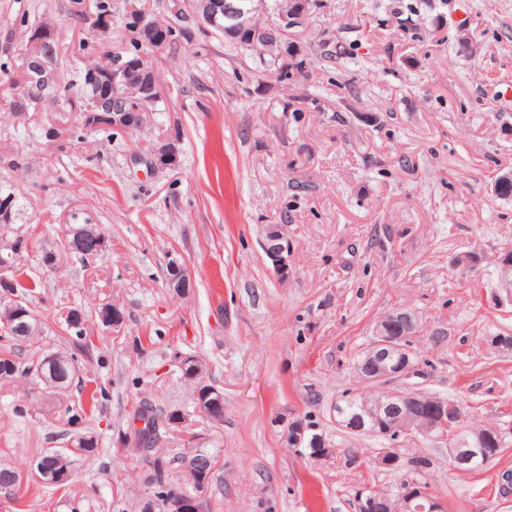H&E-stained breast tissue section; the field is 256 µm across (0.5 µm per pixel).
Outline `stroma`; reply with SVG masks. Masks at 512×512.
<instances>
[{
    "label": "stroma",
    "mask_w": 512,
    "mask_h": 512,
    "mask_svg": "<svg viewBox=\"0 0 512 512\" xmlns=\"http://www.w3.org/2000/svg\"><path fill=\"white\" fill-rule=\"evenodd\" d=\"M98 0H0V185L19 198L14 226L37 225L39 241L22 260L36 282L40 336L19 344L26 360L71 351L61 327L84 311L94 340L80 356L73 397L92 381L110 385L91 425L100 460L79 462L65 488H38L43 448L65 447L51 398L24 379L0 382V460L22 477L0 512H138L147 487L119 438L144 397L188 413L185 431L163 437L159 454L188 452V438L215 455L199 495L202 512H358L365 486L396 492L410 475L374 463L381 448L426 456L424 480L445 512H512V353L492 345L512 336V299L495 280L498 256L512 246V199L493 193L512 171V0H317L288 29V43L310 62L293 85L263 74L258 55L230 50L202 33L194 0H105L111 30L100 39L82 15ZM173 21V47L155 53L161 100L137 135L77 132L66 103L18 110L21 52L36 26L59 33L57 66L75 80L79 43L129 55L125 14ZM468 41L461 51L460 41ZM59 135L47 139V128ZM174 143L179 165L149 163L148 141ZM99 224L109 248L90 264L63 256L68 225ZM278 224L291 248L281 281L259 230ZM60 252L56 269L41 253ZM180 258L193 286H165ZM122 308L120 333L96 312ZM404 309L417 374L383 385L458 401L468 428L505 433L501 453L477 471L448 461L433 438L395 441L352 435L335 405L369 390L355 370L378 320ZM196 356L224 393V416L195 414L193 385L176 352ZM27 406V416L15 410ZM298 419L314 422L328 455L289 447Z\"/></svg>",
    "instance_id": "obj_1"
}]
</instances>
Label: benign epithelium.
<instances>
[{
    "instance_id": "obj_1",
    "label": "benign epithelium",
    "mask_w": 512,
    "mask_h": 512,
    "mask_svg": "<svg viewBox=\"0 0 512 512\" xmlns=\"http://www.w3.org/2000/svg\"><path fill=\"white\" fill-rule=\"evenodd\" d=\"M264 8L263 0L248 10L237 7H224V0H195V12L202 28L227 31L244 38V45L253 47L269 39V31L253 24V16ZM169 25L154 19H142L134 28L135 38L140 45L160 48L169 39ZM57 31L55 25L43 23L36 27L28 37L25 48V68L30 77H43L55 73ZM86 93L83 97L71 100V106L77 112L98 113V125L112 130L115 137L126 136L135 130L143 129L149 121L150 107L159 100L158 80L155 71L139 60L108 56L101 67H90L85 71ZM150 164L155 167L175 169L178 167L177 150L160 141L149 153ZM100 248L99 236L95 225L85 224L82 230L70 229L65 239V249L72 252L92 253ZM263 250L272 269L282 279H288L290 273L289 245L278 239L263 240ZM189 281L185 267L177 262L170 267L167 287L181 293ZM29 312L15 304L10 305L6 313L0 316V322L12 328L15 324L25 323ZM417 329L414 317L408 313L391 315L389 319L376 327V340L373 342L367 361L361 363L357 372L368 382L386 381L409 376L415 372L410 350L406 340ZM433 422L429 424L426 435L438 440L448 436V429L454 428V434L460 433V423L455 415L448 414L447 401L435 400ZM294 430L293 442L301 445L306 433L315 435L317 446L324 447L326 442L317 433V427L291 424ZM399 498L404 504V512H418L414 506L418 499L431 504V512H438V500L425 483L405 488ZM359 512H386L384 497L372 487H365L358 494Z\"/></svg>"
}]
</instances>
